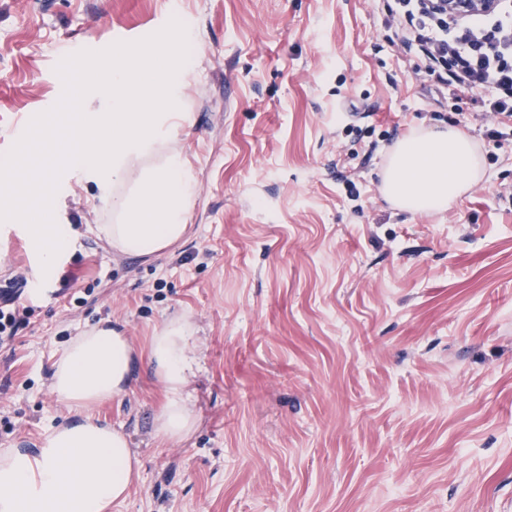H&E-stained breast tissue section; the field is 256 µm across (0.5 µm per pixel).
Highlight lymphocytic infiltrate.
I'll use <instances>...</instances> for the list:
<instances>
[{
	"instance_id": "f902f5d3",
	"label": "lymphocytic infiltrate",
	"mask_w": 512,
	"mask_h": 512,
	"mask_svg": "<svg viewBox=\"0 0 512 512\" xmlns=\"http://www.w3.org/2000/svg\"><path fill=\"white\" fill-rule=\"evenodd\" d=\"M384 24L405 51L425 60L438 84L479 94L491 119L487 137L502 139L512 132V0H500L494 12L459 22L449 21L428 0H396ZM19 297L17 281L0 288L1 346L12 344L34 313Z\"/></svg>"
}]
</instances>
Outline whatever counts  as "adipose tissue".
<instances>
[{"label":"adipose tissue","mask_w":512,"mask_h":512,"mask_svg":"<svg viewBox=\"0 0 512 512\" xmlns=\"http://www.w3.org/2000/svg\"><path fill=\"white\" fill-rule=\"evenodd\" d=\"M189 30L172 17L149 48L123 49L83 61L82 92L65 116L64 162L51 177L18 173L0 160V220L24 232L45 278H55L74 246L71 225L38 224L14 206L37 199L55 213L70 181L89 183L112 214L100 230L116 253L152 256L181 241L189 228L196 178L174 132L185 120V89L194 65L185 54ZM481 178L471 138L436 128L396 141L382 171L385 199L411 213L443 212ZM191 325L179 317L149 339V359L166 403L155 433L179 440L193 430L184 396L195 358ZM135 350L118 327L103 322L74 337L52 365L50 387L73 414L29 447L0 451V512H107L125 499L140 460L128 436L101 424L89 408L131 383Z\"/></svg>","instance_id":"adipose-tissue-1"}]
</instances>
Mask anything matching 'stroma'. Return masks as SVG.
I'll return each instance as SVG.
<instances>
[{
	"label": "stroma",
	"instance_id": "1",
	"mask_svg": "<svg viewBox=\"0 0 512 512\" xmlns=\"http://www.w3.org/2000/svg\"><path fill=\"white\" fill-rule=\"evenodd\" d=\"M394 0H181L195 64L175 138L197 174L189 232L150 257L114 252L110 215L74 186L80 235L43 282L0 232V286L25 273L36 314L0 347V450L69 414L52 365L108 320L137 351L130 386L93 410L123 430L139 479L111 512H512V140L490 141L475 94L438 87L393 41ZM170 0H0V157L51 170L81 60L161 32ZM466 132L481 182L442 213L393 208L387 151ZM187 317L196 425L167 441L148 361Z\"/></svg>",
	"mask_w": 512,
	"mask_h": 512
}]
</instances>
